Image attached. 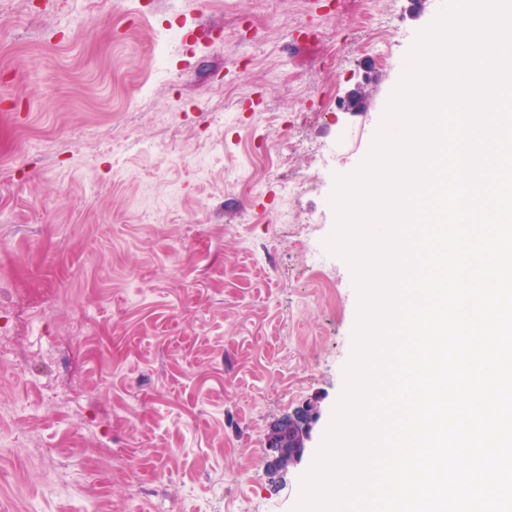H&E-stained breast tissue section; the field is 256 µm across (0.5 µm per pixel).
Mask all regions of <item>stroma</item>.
Instances as JSON below:
<instances>
[{"label":"stroma","mask_w":512,"mask_h":512,"mask_svg":"<svg viewBox=\"0 0 512 512\" xmlns=\"http://www.w3.org/2000/svg\"><path fill=\"white\" fill-rule=\"evenodd\" d=\"M362 2L0 0V512H293L358 313L309 254L444 0ZM318 418L317 407L308 404L273 426L269 434V446L277 453L272 462L275 472H287L290 465L301 460Z\"/></svg>","instance_id":"1"}]
</instances>
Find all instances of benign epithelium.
<instances>
[{
  "instance_id": "obj_1",
  "label": "benign epithelium",
  "mask_w": 512,
  "mask_h": 512,
  "mask_svg": "<svg viewBox=\"0 0 512 512\" xmlns=\"http://www.w3.org/2000/svg\"><path fill=\"white\" fill-rule=\"evenodd\" d=\"M318 418L317 407L309 404L273 426L269 434V446L276 451L272 462L274 471L284 473L289 466L301 460Z\"/></svg>"
}]
</instances>
